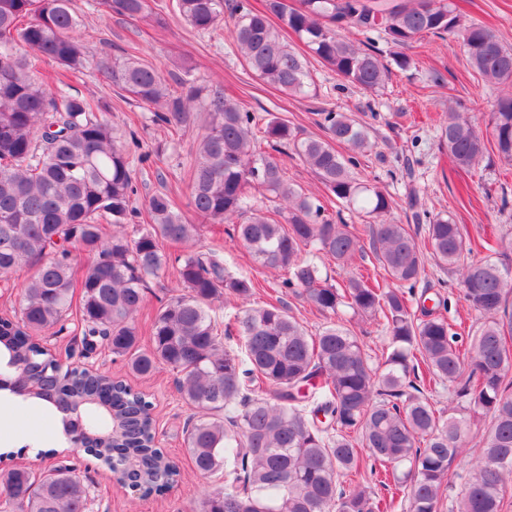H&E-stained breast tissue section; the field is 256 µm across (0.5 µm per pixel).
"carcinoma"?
<instances>
[{
	"label": "carcinoma",
	"instance_id": "carcinoma-1",
	"mask_svg": "<svg viewBox=\"0 0 512 512\" xmlns=\"http://www.w3.org/2000/svg\"><path fill=\"white\" fill-rule=\"evenodd\" d=\"M103 11L129 20L152 14L150 0H97ZM172 10L196 31L224 21V0H174ZM234 39L248 67L266 84L303 94L309 72L302 56L279 38L273 20L294 32L347 81L382 86L388 68L375 39L393 48L401 68L423 35L461 41L471 67L493 84L512 88V48L488 27L465 22L448 0H264L263 9L235 0ZM72 0H0V277L35 268L19 289L14 318H0V390L56 411L65 434L80 432L68 412L86 413L83 454L108 466L116 487L140 497L162 496L179 471L154 442L152 403L124 379L61 363L42 336L65 329L78 308L81 352L87 340L121 359L127 374L143 377L168 368L193 410L184 444L203 475L224 482L201 492L195 512H380L375 481L403 494L409 512H438L450 489L452 462L468 444L474 419L487 420L456 512H501L512 483V265L497 260L502 241H476L466 225L443 214L425 219L424 241L408 224L369 225L384 277L350 275L329 283L326 262L350 264L363 249L358 230L337 224L316 199L283 176L281 160L261 140L304 161L343 205L377 218L392 198L356 179L357 157L368 146L364 129L342 113H320L325 136L300 138L277 117L257 136L256 116L224 97L203 96L194 82L170 91L160 67L131 58H95L78 33ZM365 35L364 46L344 32ZM64 71L95 69L140 104L152 121L182 127L194 111L207 114L206 133L190 163L191 205L198 220L233 224V236L255 264L280 274V287L330 316L314 336L282 306H252L256 285L224 266L216 250L194 249L198 227L165 193L148 198V227L131 236L138 217L126 145L99 99L53 91L38 82L30 53ZM500 156L512 161V91L495 100L489 116ZM448 159L469 170L486 150L480 130L460 112L436 130ZM280 202L278 218L262 211L251 191ZM112 226L103 232L102 224ZM177 242L175 258L162 248ZM486 250L481 259L475 253ZM95 255L75 280L72 256ZM178 264L181 290L156 313L148 347L140 345L137 317L149 281ZM459 276L466 301L484 316L471 348L416 297L428 263ZM232 307L217 327L214 302ZM378 316L387 344L381 364L357 334L334 316ZM448 386L458 406L448 416L429 401L425 381ZM369 467V478L346 491L339 479ZM0 499L14 512H87L88 491L72 465L39 472L0 471Z\"/></svg>",
	"mask_w": 512,
	"mask_h": 512
}]
</instances>
